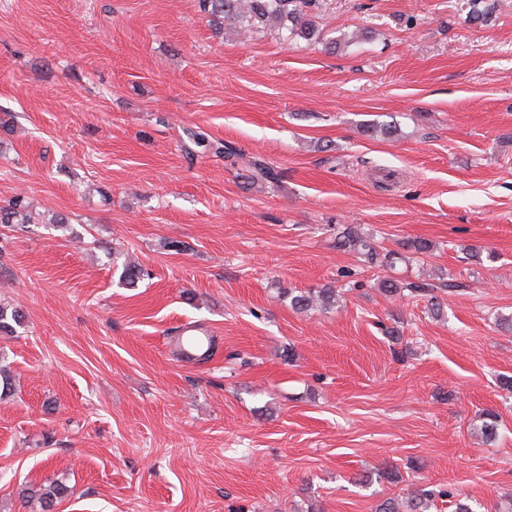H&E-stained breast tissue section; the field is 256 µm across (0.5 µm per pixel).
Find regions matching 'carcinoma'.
Masks as SVG:
<instances>
[{
  "mask_svg": "<svg viewBox=\"0 0 512 512\" xmlns=\"http://www.w3.org/2000/svg\"><path fill=\"white\" fill-rule=\"evenodd\" d=\"M202 13L217 23L226 22L247 28H268L277 31L285 38H301L307 42L319 38V32L309 13L318 7L319 0H198ZM191 145L185 148L187 154L194 156L198 152L222 154L231 161L232 166L241 171L239 177L250 183L258 181L276 182L279 174L266 162L247 158L225 142H216L201 132H190ZM30 203L22 194H17L0 205V224H26L30 221ZM340 248L359 253L374 268H392L399 261L408 260V256L419 257L431 253V243L413 240L406 244V253L388 251L373 238L361 234L350 227L340 232L337 237ZM145 275L143 267L127 256L122 264L120 282L127 288H134ZM377 287L387 296L425 298L430 311L436 315L444 314L448 296L464 290L466 284L450 277L438 283L399 281L388 277L378 280ZM290 306L298 312L311 310H330L339 301L338 290L325 285L318 290H309L294 294L288 293ZM24 316L17 308L7 302H0V333L11 335L16 327L23 324ZM480 431L488 442L499 437V414L493 410L483 413ZM68 493L64 479L56 478L39 486L26 489V497L39 502L42 512H53L56 503ZM448 500L454 512H472L471 507L456 489L444 486L421 488L405 499L393 497L384 500L376 512H429L437 500Z\"/></svg>",
  "mask_w": 512,
  "mask_h": 512,
  "instance_id": "1",
  "label": "carcinoma"
}]
</instances>
